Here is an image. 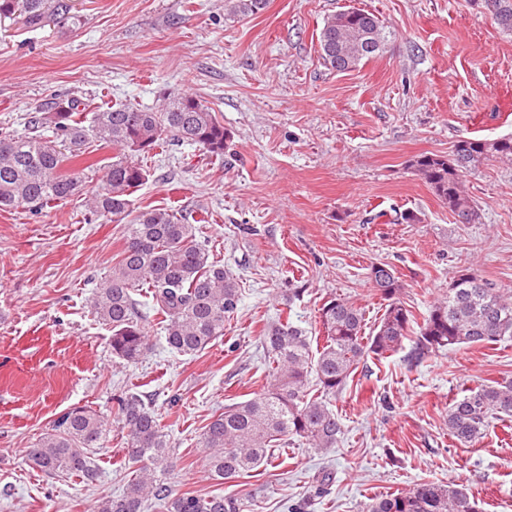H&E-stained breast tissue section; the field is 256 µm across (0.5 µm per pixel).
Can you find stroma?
I'll use <instances>...</instances> for the list:
<instances>
[{
  "mask_svg": "<svg viewBox=\"0 0 512 512\" xmlns=\"http://www.w3.org/2000/svg\"><path fill=\"white\" fill-rule=\"evenodd\" d=\"M225 4L73 0V25L0 21V132L22 131L58 95L153 108L189 93L211 108L230 135L223 156L186 143L149 155L133 207L186 217L241 289L223 338L195 356L168 348L140 297L150 348L125 364L90 311L124 242V225L89 221L85 208L111 148L94 151L80 196L38 213L0 210V512H96L121 495L136 468L116 413L128 391L167 434L173 465L162 479L175 494H237L252 512H364L371 498L454 482L482 512H512V418L467 447L447 424L462 388L512 378V338L417 363L404 341L360 363L332 399L336 447L292 438L248 475L207 477L203 433L225 406L262 393L263 336L277 319L322 338L318 310L335 295L374 324L384 305L368 273L378 264L396 270L419 319L464 269L512 290V163L485 159L466 177L472 224L457 223L407 167L461 140L512 136V98L502 95L512 89V32L466 0H268L246 16ZM352 8L374 13L391 36L383 54L338 72L323 63L318 37L328 15ZM408 211L419 223L404 221ZM75 404L111 422L90 485L43 477L27 461Z\"/></svg>",
  "mask_w": 512,
  "mask_h": 512,
  "instance_id": "stroma-1",
  "label": "stroma"
}]
</instances>
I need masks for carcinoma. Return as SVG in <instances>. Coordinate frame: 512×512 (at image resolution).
<instances>
[{
    "mask_svg": "<svg viewBox=\"0 0 512 512\" xmlns=\"http://www.w3.org/2000/svg\"><path fill=\"white\" fill-rule=\"evenodd\" d=\"M233 14L256 15L267 0H228ZM488 14L512 31V0H486ZM72 0H0V18L21 17L26 28L45 20L65 24ZM389 31L379 18L363 9L342 10L324 19L319 47L324 64L350 71L379 55ZM229 134L210 108L192 95L169 97L157 108L131 103L92 106L76 97H56L47 108L26 118L21 134L0 135V209L23 207L39 211L81 191L89 144L117 151L102 167L100 191L87 201L90 216L114 223L128 221L125 244L112 275L95 289L90 308L112 331V355L136 363L149 349L140 325L135 292H145L160 319L168 345L183 355L203 352L224 336L240 302L236 278L210 257L198 241L197 228L173 210L154 208L133 212V194L148 171L138 160L169 141L195 144L224 155ZM495 157L512 162V136L493 140L468 139L454 146L451 157L423 154L409 168L420 176L453 215L478 219L465 195L463 179L472 166ZM383 265L370 268L369 279L385 302L384 312L370 333L365 314L349 301L333 297L319 308L322 346L314 349L305 330L280 322L263 336L269 369L264 392L224 408L202 436L206 466L216 481L248 474L266 464L270 449L298 437L319 449L336 447L341 421L330 407L353 377L359 362L381 360L414 340L413 358L421 360L446 347L484 346L512 338V294L500 292L471 270L458 275L448 294L431 306L423 322L400 298L395 272L378 278ZM315 375L317 393L309 392ZM448 406V432L462 445L482 438L490 425L512 417V379L490 381ZM117 415L126 429L130 458L139 464L122 495L102 499L97 512H143L154 500L165 512H247V502L235 495H174L157 471L172 465L166 435L154 412L137 393L116 398ZM108 420L86 406H72L27 450L31 465L51 478L77 477L89 485L98 477L93 449L100 447ZM366 512H480L478 502L459 485L422 482L372 500Z\"/></svg>",
    "mask_w": 512,
    "mask_h": 512,
    "instance_id": "carcinoma-1",
    "label": "carcinoma"
}]
</instances>
